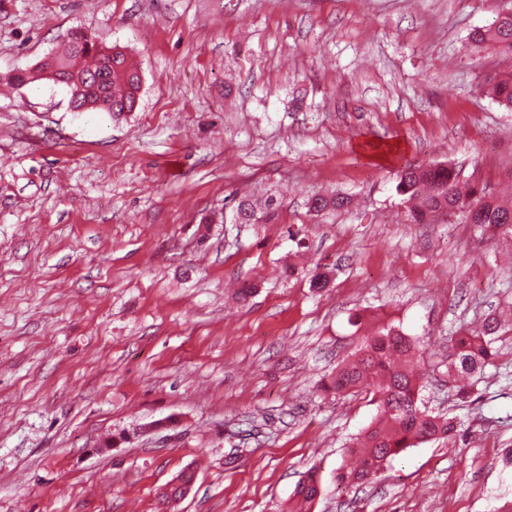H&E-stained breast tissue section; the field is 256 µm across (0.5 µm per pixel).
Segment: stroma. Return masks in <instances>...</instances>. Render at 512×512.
Returning <instances> with one entry per match:
<instances>
[{
    "instance_id": "obj_1",
    "label": "stroma",
    "mask_w": 512,
    "mask_h": 512,
    "mask_svg": "<svg viewBox=\"0 0 512 512\" xmlns=\"http://www.w3.org/2000/svg\"><path fill=\"white\" fill-rule=\"evenodd\" d=\"M494 18L490 0H0V512H164L188 468L171 512H288L311 469L308 512H512V334L470 397L446 375L455 330L512 309V238L409 223L395 190L430 163L512 186V109L480 87L512 55L470 39ZM76 27L137 64L135 111L9 84ZM244 193L278 223H232ZM315 193L350 203L316 214ZM383 324L461 427L345 490L376 407L319 386ZM321 493V482L316 472L309 471L296 485L293 492L294 507L302 509L306 504L313 503Z\"/></svg>"
}]
</instances>
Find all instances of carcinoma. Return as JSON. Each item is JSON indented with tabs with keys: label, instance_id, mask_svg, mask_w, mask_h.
<instances>
[{
	"label": "carcinoma",
	"instance_id": "cac0c4a2",
	"mask_svg": "<svg viewBox=\"0 0 512 512\" xmlns=\"http://www.w3.org/2000/svg\"><path fill=\"white\" fill-rule=\"evenodd\" d=\"M494 22L476 30L472 40L512 54V0L494 3ZM19 86L42 81H59L75 96L77 107L120 115L135 110L141 76L124 50L108 47L95 34L82 28L70 33L64 50L49 56L32 69L12 76ZM484 89L500 105L512 109V73H499L486 80ZM460 173L447 164L402 167L397 173L396 191L408 207L412 224H432L440 218L467 217V209L477 205L480 235L512 237V203L473 185L463 192ZM315 212L336 211L347 204L344 197L314 195L309 198ZM278 207L273 197L257 203L245 193L235 206L238 224H274ZM501 325L493 321L478 332L465 326L456 331L454 359L448 363V378L473 377L476 371L494 364L495 347ZM414 340L393 325H383L363 336L351 358L336 367L327 391L337 395L366 389L377 405V415L348 451L357 458L353 468L336 474L338 486L349 489L374 483L385 465L409 448L437 438H449L457 431L451 418L433 415L419 404L424 374L417 370ZM321 493L316 472H308L293 492L295 507L303 508Z\"/></svg>",
	"mask_w": 512,
	"mask_h": 512
}]
</instances>
